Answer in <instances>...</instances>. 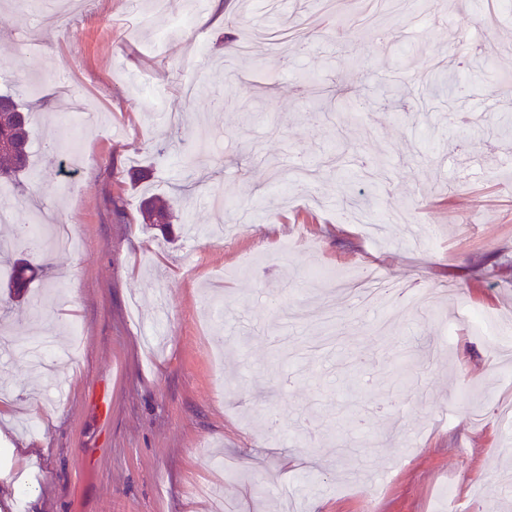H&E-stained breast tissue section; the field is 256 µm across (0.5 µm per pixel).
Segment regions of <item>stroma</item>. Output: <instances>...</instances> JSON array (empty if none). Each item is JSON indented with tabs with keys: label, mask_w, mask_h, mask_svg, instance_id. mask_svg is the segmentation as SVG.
I'll use <instances>...</instances> for the list:
<instances>
[{
	"label": "stroma",
	"mask_w": 512,
	"mask_h": 512,
	"mask_svg": "<svg viewBox=\"0 0 512 512\" xmlns=\"http://www.w3.org/2000/svg\"><path fill=\"white\" fill-rule=\"evenodd\" d=\"M185 2L85 0L45 30L0 0V89L30 85L53 145L11 221L79 240L27 298L0 291V471L36 449L40 491L1 490L0 512H512V351L466 316L512 315V0L465 57L486 0H416L383 42L349 27L359 0H223L178 30ZM287 23L305 53L270 51ZM444 73L463 98L425 92ZM346 191L374 195L348 222ZM147 192L170 236L143 224ZM365 271L433 301L361 316L336 281ZM140 213L143 224L153 223V218L162 219L164 224H153L164 227L171 223L172 207L160 198L153 197V195L145 198L142 201Z\"/></svg>",
	"instance_id": "1"
}]
</instances>
